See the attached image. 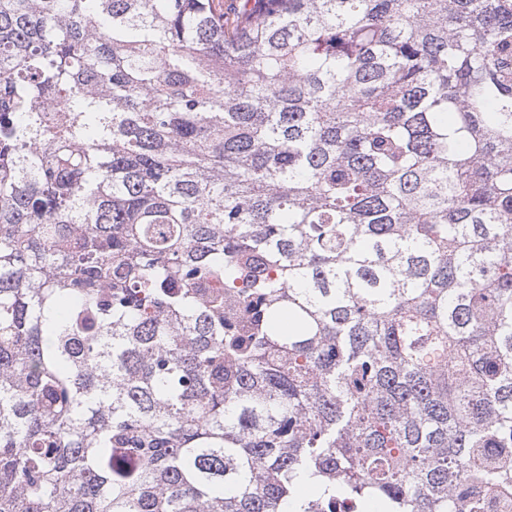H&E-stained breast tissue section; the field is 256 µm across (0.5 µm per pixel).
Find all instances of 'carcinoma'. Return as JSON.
<instances>
[{
	"label": "carcinoma",
	"mask_w": 512,
	"mask_h": 512,
	"mask_svg": "<svg viewBox=\"0 0 512 512\" xmlns=\"http://www.w3.org/2000/svg\"><path fill=\"white\" fill-rule=\"evenodd\" d=\"M511 500L512 0H0V512Z\"/></svg>",
	"instance_id": "carcinoma-1"
}]
</instances>
